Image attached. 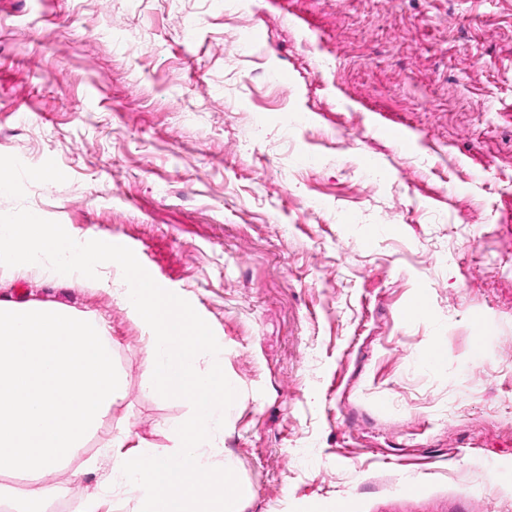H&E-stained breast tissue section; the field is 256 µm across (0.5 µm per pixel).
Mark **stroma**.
<instances>
[{"mask_svg": "<svg viewBox=\"0 0 512 512\" xmlns=\"http://www.w3.org/2000/svg\"><path fill=\"white\" fill-rule=\"evenodd\" d=\"M1 163V211L136 247L223 342L236 512H512V0H0ZM123 285L0 271L112 340L124 391L46 478L98 512H136L104 442L189 410Z\"/></svg>", "mask_w": 512, "mask_h": 512, "instance_id": "35a3bbf8", "label": "stroma"}]
</instances>
